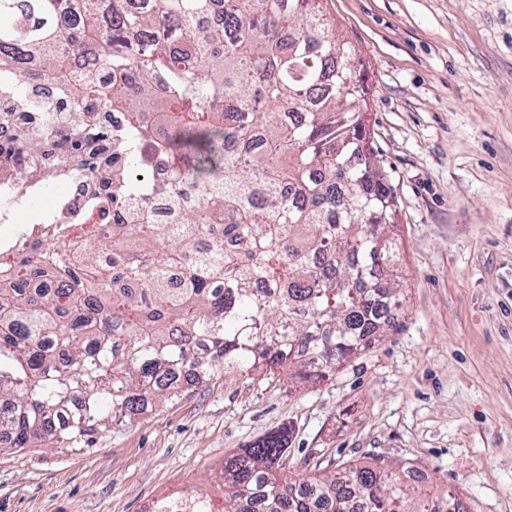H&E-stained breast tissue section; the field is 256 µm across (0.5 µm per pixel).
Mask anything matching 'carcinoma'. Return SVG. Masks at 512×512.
<instances>
[{"instance_id": "obj_1", "label": "carcinoma", "mask_w": 512, "mask_h": 512, "mask_svg": "<svg viewBox=\"0 0 512 512\" xmlns=\"http://www.w3.org/2000/svg\"><path fill=\"white\" fill-rule=\"evenodd\" d=\"M0 0V101L34 105L18 70L70 105L13 142L80 162L104 143L111 181L89 223L57 224L0 266V438L87 448L93 435L222 368L310 383L400 327L397 199L378 166L370 100L320 0ZM72 55L132 83L70 74ZM119 114L112 129L95 112ZM156 168L167 178L153 177ZM167 198L173 222L145 210ZM112 217V224L97 219ZM135 288H118L117 281ZM275 431L224 462L222 512H466L425 497L416 468L380 461L286 473ZM154 512H217L195 493Z\"/></svg>"}]
</instances>
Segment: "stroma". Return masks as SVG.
I'll return each mask as SVG.
<instances>
[{"label":"stroma","instance_id":"35a3bbf8","mask_svg":"<svg viewBox=\"0 0 512 512\" xmlns=\"http://www.w3.org/2000/svg\"><path fill=\"white\" fill-rule=\"evenodd\" d=\"M397 199L401 328L316 383L222 372L89 448L0 446V512H152L288 433L292 470L407 462L512 512V0H324Z\"/></svg>","mask_w":512,"mask_h":512}]
</instances>
